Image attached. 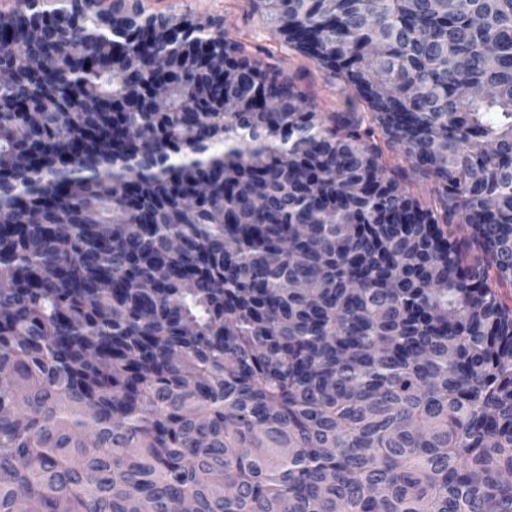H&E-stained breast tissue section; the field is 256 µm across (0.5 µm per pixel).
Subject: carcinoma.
<instances>
[{
  "label": "carcinoma",
  "instance_id": "cac0c4a2",
  "mask_svg": "<svg viewBox=\"0 0 512 512\" xmlns=\"http://www.w3.org/2000/svg\"><path fill=\"white\" fill-rule=\"evenodd\" d=\"M261 3L367 111L116 0L71 112L99 15L0 20V512H512V0ZM29 0H0V15L2 16H20L29 12ZM31 13L25 15L27 20L33 18V24L37 26L34 41L30 44V53L34 56H42V52L48 45L60 42L65 34L62 31L43 29L41 21L38 22L42 12L37 10V2L33 1L30 8ZM30 15V16H29ZM38 22V23H37ZM102 17L100 30L89 39L88 53L93 55L95 60L112 69V35L115 33L112 28V20L109 17ZM386 156L389 162L400 164L407 168V180L404 182L409 192L422 203L429 202L431 199V183L423 178H420L410 167V165L404 162L402 147L395 146L392 151L388 152L385 150Z\"/></svg>",
  "mask_w": 512,
  "mask_h": 512
}]
</instances>
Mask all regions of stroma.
<instances>
[{
	"mask_svg": "<svg viewBox=\"0 0 512 512\" xmlns=\"http://www.w3.org/2000/svg\"><path fill=\"white\" fill-rule=\"evenodd\" d=\"M140 5L144 15L185 17L242 43L250 57L294 77L308 102L323 115L366 109L353 88L288 45L272 29L259 0H140Z\"/></svg>",
	"mask_w": 512,
	"mask_h": 512,
	"instance_id": "1",
	"label": "stroma"
}]
</instances>
